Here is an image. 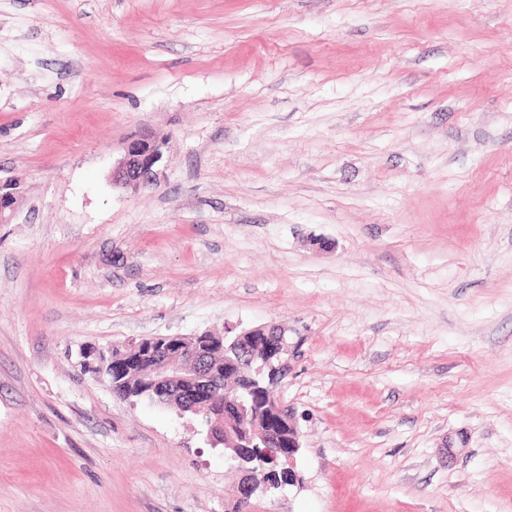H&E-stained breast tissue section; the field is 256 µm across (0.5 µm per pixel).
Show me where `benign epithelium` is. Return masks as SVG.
Returning a JSON list of instances; mask_svg holds the SVG:
<instances>
[{
  "label": "benign epithelium",
  "instance_id": "obj_1",
  "mask_svg": "<svg viewBox=\"0 0 512 512\" xmlns=\"http://www.w3.org/2000/svg\"><path fill=\"white\" fill-rule=\"evenodd\" d=\"M165 142L152 136H135L124 145L122 157L112 166V185L138 191L158 185L164 161ZM16 201V184L0 182V221ZM288 329L268 323L244 330L217 341L207 332L167 337L159 348L149 337L124 344L122 348L97 349L86 353L93 358L90 366L95 376L106 379L112 372H124L137 362L146 366L149 391L159 403H179L183 413L207 417V436L211 444L224 445V456L244 473L236 486L239 512H249L251 499L266 493L274 483L259 484L254 479L249 449L263 444L269 448L287 449L283 459L291 464L301 448L300 434L290 414L279 400L278 386L288 370ZM262 349L261 364L251 380L262 383L267 392L266 427H255V405L251 394L241 395L233 406L239 424L229 430L225 426L224 407L217 395L224 390V371L252 367L253 359L245 352L251 346Z\"/></svg>",
  "mask_w": 512,
  "mask_h": 512
}]
</instances>
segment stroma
I'll return each instance as SVG.
<instances>
[{
	"label": "stroma",
	"instance_id": "stroma-1",
	"mask_svg": "<svg viewBox=\"0 0 512 512\" xmlns=\"http://www.w3.org/2000/svg\"><path fill=\"white\" fill-rule=\"evenodd\" d=\"M8 177L0 512H238L81 351L269 322L300 482L254 512H512V0H0ZM164 154L163 140L152 136L130 138L122 157L112 166V185L132 191L157 186Z\"/></svg>",
	"mask_w": 512,
	"mask_h": 512
}]
</instances>
